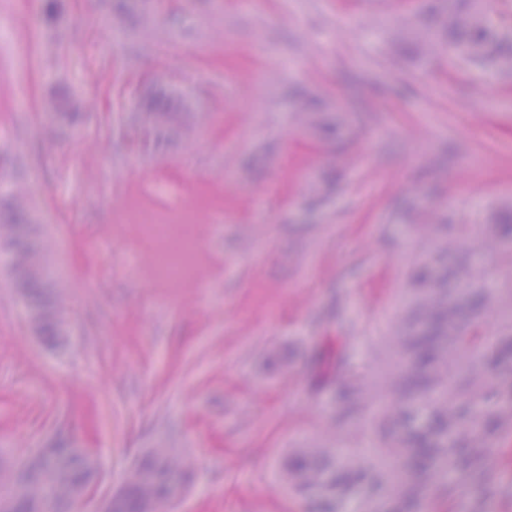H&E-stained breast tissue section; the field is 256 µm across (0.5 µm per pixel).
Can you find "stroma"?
Returning a JSON list of instances; mask_svg holds the SVG:
<instances>
[{"instance_id":"stroma-1","label":"stroma","mask_w":512,"mask_h":512,"mask_svg":"<svg viewBox=\"0 0 512 512\" xmlns=\"http://www.w3.org/2000/svg\"><path fill=\"white\" fill-rule=\"evenodd\" d=\"M121 2L0 0V209L27 185L62 322L39 333L0 248V474L66 441L96 462L79 512H107L164 445L191 461L166 512H306L289 449L374 432L309 390L305 354L343 332L377 381L415 268L512 206V74L413 53L434 0ZM154 97L167 124L133 130ZM144 209L189 222L182 278ZM488 462L460 496L512 512V456Z\"/></svg>"}]
</instances>
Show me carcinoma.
<instances>
[{
  "instance_id": "carcinoma-1",
  "label": "carcinoma",
  "mask_w": 512,
  "mask_h": 512,
  "mask_svg": "<svg viewBox=\"0 0 512 512\" xmlns=\"http://www.w3.org/2000/svg\"><path fill=\"white\" fill-rule=\"evenodd\" d=\"M425 28L414 36V50L443 51L458 62L488 61L512 72V41L501 37L482 11L480 0H439ZM27 196L19 193L0 215V240L8 242L22 295L36 305L41 330L57 334L56 300L46 294L51 279L35 250L26 224ZM512 246V210L480 240L481 249L499 252ZM407 319L410 332L387 342L395 367L384 380L389 397L383 414L403 433L383 438L363 456L332 444L294 448L283 465L284 481L309 492L322 504L320 512H344L347 494L356 492V512H382L384 502L406 507L424 501L431 487H487L495 475L485 465L489 450L512 437V271L489 288L474 278L468 261L447 273L423 277ZM350 354L343 336H329L309 352V383L330 385L347 372ZM336 400L345 423L361 411L369 388ZM132 470L146 483L129 477L112 497L110 512H146L149 500L168 499L190 466L175 448H151ZM88 456L56 441L9 476L0 500L14 492V482L36 480L37 499L20 500L14 512H64L74 502L73 490L90 484Z\"/></svg>"
}]
</instances>
